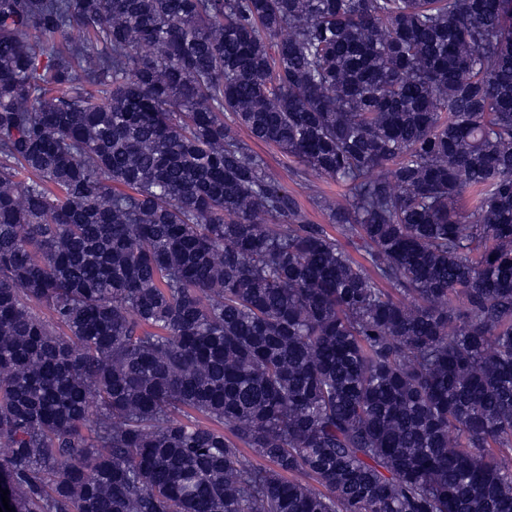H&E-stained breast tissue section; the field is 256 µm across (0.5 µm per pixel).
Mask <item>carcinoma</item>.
<instances>
[{
    "instance_id": "obj_1",
    "label": "carcinoma",
    "mask_w": 512,
    "mask_h": 512,
    "mask_svg": "<svg viewBox=\"0 0 512 512\" xmlns=\"http://www.w3.org/2000/svg\"><path fill=\"white\" fill-rule=\"evenodd\" d=\"M0 447L13 512H512V0H0ZM239 135L240 138L243 139L253 151L263 155L270 166L280 173L283 184L288 189V191L294 193L297 196L299 201L305 207L309 218L315 224H326V218L309 200L308 192L300 185L298 181H296V178L291 173L290 170L293 163L289 162L288 158L283 156L276 148L250 139L244 130H239Z\"/></svg>"
}]
</instances>
